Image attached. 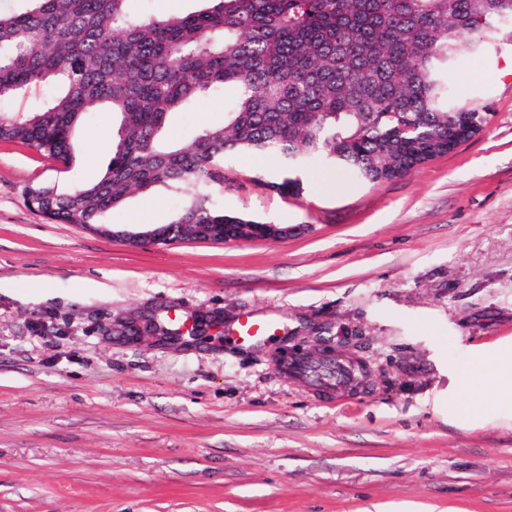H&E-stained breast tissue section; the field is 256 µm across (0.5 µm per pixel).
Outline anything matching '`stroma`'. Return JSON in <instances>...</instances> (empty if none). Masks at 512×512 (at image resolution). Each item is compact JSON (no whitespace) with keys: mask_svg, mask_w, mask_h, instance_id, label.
I'll return each mask as SVG.
<instances>
[{"mask_svg":"<svg viewBox=\"0 0 512 512\" xmlns=\"http://www.w3.org/2000/svg\"><path fill=\"white\" fill-rule=\"evenodd\" d=\"M448 83L482 130L392 180L340 171L324 193L314 165L284 195L276 157L226 154L214 205L294 227L278 241L130 244L181 209L159 184L105 234L29 207L27 187L106 170L107 110L65 169L0 141V512H512V408L453 414L455 370L512 339V41ZM235 96L172 114L167 139L191 143ZM173 310L206 335L164 336ZM244 311L282 328L225 341ZM325 343L367 367L333 406L276 366Z\"/></svg>","mask_w":512,"mask_h":512,"instance_id":"stroma-1","label":"stroma"}]
</instances>
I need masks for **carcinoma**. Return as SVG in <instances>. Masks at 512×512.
Returning a JSON list of instances; mask_svg holds the SVG:
<instances>
[{
    "mask_svg": "<svg viewBox=\"0 0 512 512\" xmlns=\"http://www.w3.org/2000/svg\"><path fill=\"white\" fill-rule=\"evenodd\" d=\"M26 2L0 12V99L44 82L61 90L30 112H0V140L67 166L84 114L103 105L120 117L98 180L28 187L26 201L57 223L95 225L134 190L184 189L177 217L155 228L170 242L201 224L246 238L259 223L213 204L226 153L278 157L286 176L269 187L293 195L314 158L376 183L440 154L459 123L482 120L456 103L450 72L512 20V0H217L162 17L131 13L129 0ZM227 84L238 96L224 122L188 146L164 138L173 112Z\"/></svg>",
    "mask_w": 512,
    "mask_h": 512,
    "instance_id": "cac0c4a2",
    "label": "carcinoma"
}]
</instances>
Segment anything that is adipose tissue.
Here are the masks:
<instances>
[{
    "label": "adipose tissue",
    "mask_w": 512,
    "mask_h": 512,
    "mask_svg": "<svg viewBox=\"0 0 512 512\" xmlns=\"http://www.w3.org/2000/svg\"><path fill=\"white\" fill-rule=\"evenodd\" d=\"M456 378L462 400L455 410L462 423L472 421L482 406L512 404V346L460 367Z\"/></svg>",
    "instance_id": "1"
}]
</instances>
